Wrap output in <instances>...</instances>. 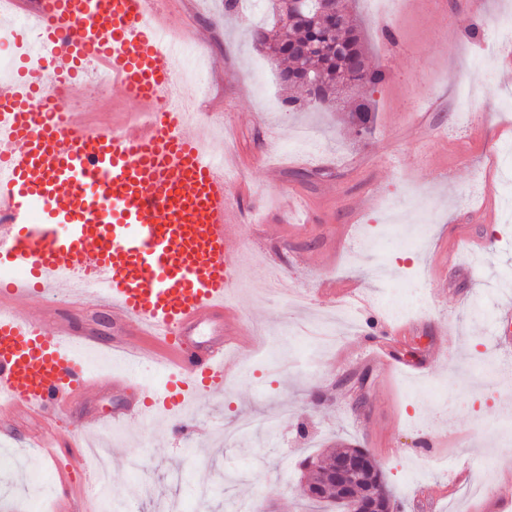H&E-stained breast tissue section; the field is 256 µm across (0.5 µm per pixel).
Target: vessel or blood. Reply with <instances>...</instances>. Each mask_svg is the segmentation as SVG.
<instances>
[{
	"label": "vessel or blood",
	"mask_w": 512,
	"mask_h": 512,
	"mask_svg": "<svg viewBox=\"0 0 512 512\" xmlns=\"http://www.w3.org/2000/svg\"><path fill=\"white\" fill-rule=\"evenodd\" d=\"M149 0H34L47 64L23 61L0 84V436L12 418L41 427L30 442L60 481V512L91 489L64 465L58 415L99 382L87 352L120 361L114 384L164 354L160 390L117 413L177 412L224 391L235 368L229 343L199 340L223 317L245 263L241 207L204 151L201 123L177 105L173 63L181 43L165 39ZM108 79L146 120L138 131L92 128L46 99L48 83ZM105 308L117 329L103 342L75 316Z\"/></svg>",
	"instance_id": "vessel-or-blood-1"
}]
</instances>
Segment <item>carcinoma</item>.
Here are the masks:
<instances>
[{
	"mask_svg": "<svg viewBox=\"0 0 512 512\" xmlns=\"http://www.w3.org/2000/svg\"><path fill=\"white\" fill-rule=\"evenodd\" d=\"M330 6L345 14L343 31L330 26V18L311 15V20H288L285 32V45L280 57L289 66L283 69L280 80L286 89L300 88L306 85L304 76L317 73L324 79L328 91L344 83L354 89L378 88L386 80V74L380 69L369 66L365 58V47L360 35L353 27L348 16L346 0H330ZM279 26L277 17L268 23L256 25L250 32L252 44L259 49L276 32ZM352 123L358 131L366 132L373 112L372 104L361 100L350 109ZM358 455L365 459L366 467L360 480L351 483V488L336 486V460L342 456ZM374 456L364 448H339L336 453L321 461L312 459L307 462V481L309 491L301 495L311 501L342 503L347 492H389L388 484L381 469L370 464Z\"/></svg>",
	"mask_w": 512,
	"mask_h": 512,
	"instance_id": "carcinoma-1",
	"label": "carcinoma"
}]
</instances>
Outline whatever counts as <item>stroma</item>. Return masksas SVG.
<instances>
[{
	"label": "stroma",
	"instance_id": "35a3bbf8",
	"mask_svg": "<svg viewBox=\"0 0 512 512\" xmlns=\"http://www.w3.org/2000/svg\"><path fill=\"white\" fill-rule=\"evenodd\" d=\"M371 66L386 73L371 100L373 130L358 135L350 99L291 111L279 63L256 50L259 9L225 12L222 0H171L168 20L199 40L206 57L207 112L229 144L240 199V241L250 254L228 321L259 339L238 360L222 395L200 402L175 432L144 424L92 429V444L122 449L110 476L126 512H160L183 498L186 512H323L299 493L306 458L341 446L369 449L395 512H502L512 483L500 469L512 451V352L492 366L489 326L512 299V215L494 180L499 141L512 140V38L497 20L512 0H400L380 18L378 0H352ZM66 103L93 125L137 119L118 90L77 82ZM371 299L354 328L317 334L331 291ZM419 300L410 333L387 331L392 307ZM129 395L104 380L62 415L74 424L119 410ZM0 442V507L31 510L26 487L39 468L26 440L35 421L15 418Z\"/></svg>",
	"mask_w": 512,
	"mask_h": 512
}]
</instances>
